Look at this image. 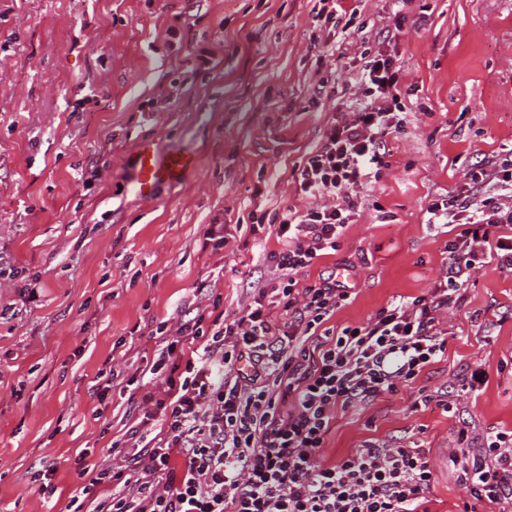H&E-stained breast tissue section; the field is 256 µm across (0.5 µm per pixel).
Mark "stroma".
Returning a JSON list of instances; mask_svg holds the SVG:
<instances>
[{"mask_svg":"<svg viewBox=\"0 0 512 512\" xmlns=\"http://www.w3.org/2000/svg\"><path fill=\"white\" fill-rule=\"evenodd\" d=\"M315 3L0 0V512H68L97 463L121 464L113 441L159 393L151 329L198 306L234 316L271 286L265 258L286 241L252 217L304 209L292 171L380 52L401 67L405 131L299 280L351 287L336 329L439 288L453 233L428 206L512 149V0H365L344 30L319 26ZM144 141L195 160L150 202L126 189ZM447 339L413 384L338 411L321 460L396 438L428 452L432 512H498L447 453L461 422L512 430V272H472ZM478 364L486 382L446 412L437 395Z\"/></svg>","mask_w":512,"mask_h":512,"instance_id":"35a3bbf8","label":"stroma"}]
</instances>
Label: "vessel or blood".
I'll return each instance as SVG.
<instances>
[{
  "label": "vessel or blood",
  "instance_id": "vessel-or-blood-1",
  "mask_svg": "<svg viewBox=\"0 0 512 512\" xmlns=\"http://www.w3.org/2000/svg\"><path fill=\"white\" fill-rule=\"evenodd\" d=\"M192 165L187 154L164 151L153 142H142L130 157L128 190L142 200H154L162 186L181 180Z\"/></svg>",
  "mask_w": 512,
  "mask_h": 512
}]
</instances>
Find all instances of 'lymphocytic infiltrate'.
<instances>
[{"label":"lymphocytic infiltrate","mask_w":512,"mask_h":512,"mask_svg":"<svg viewBox=\"0 0 512 512\" xmlns=\"http://www.w3.org/2000/svg\"><path fill=\"white\" fill-rule=\"evenodd\" d=\"M356 80L365 105L340 109L293 170L310 203L279 219L288 247L267 257L271 292L206 341L201 309L155 329L162 357L195 339L201 345L183 378H160L164 436L146 437L141 420L128 430L140 448L123 465L100 467L95 484L114 490L92 512H429L435 471L425 449L378 440L333 464L322 463L321 450L337 411L398 392L442 358L444 320L486 256L512 272V154L481 159L467 188L429 207V223L461 228L447 245L442 288L327 330L349 289L332 275L304 287L297 277L336 249L363 187L380 177L387 135L405 123L391 56H373ZM240 362L248 372L236 371ZM448 466L474 498L512 506V431L462 426Z\"/></svg>","instance_id":"f902f5d3"}]
</instances>
